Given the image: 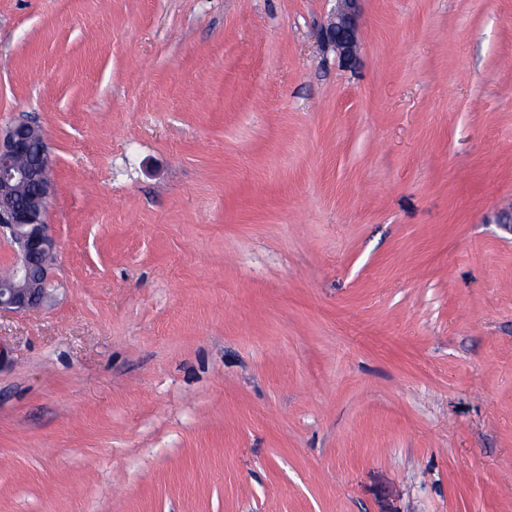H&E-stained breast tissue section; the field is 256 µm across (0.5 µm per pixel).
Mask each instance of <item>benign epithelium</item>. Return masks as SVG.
<instances>
[{"label": "benign epithelium", "instance_id": "obj_1", "mask_svg": "<svg viewBox=\"0 0 512 512\" xmlns=\"http://www.w3.org/2000/svg\"><path fill=\"white\" fill-rule=\"evenodd\" d=\"M361 0H336V11L322 31L325 48L350 60L359 48L357 19ZM52 159L43 131L30 123L0 130V235L14 253L8 276L0 279V313L28 311L51 298L47 259L55 241L44 222L54 190Z\"/></svg>", "mask_w": 512, "mask_h": 512}]
</instances>
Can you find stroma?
Returning a JSON list of instances; mask_svg holds the SVG:
<instances>
[{"label":"stroma","mask_w":512,"mask_h":512,"mask_svg":"<svg viewBox=\"0 0 512 512\" xmlns=\"http://www.w3.org/2000/svg\"><path fill=\"white\" fill-rule=\"evenodd\" d=\"M0 0L54 297L0 314V512H512V0ZM361 0H336V11L322 31V43L333 48L343 60L357 55L359 48L357 19Z\"/></svg>","instance_id":"obj_1"}]
</instances>
